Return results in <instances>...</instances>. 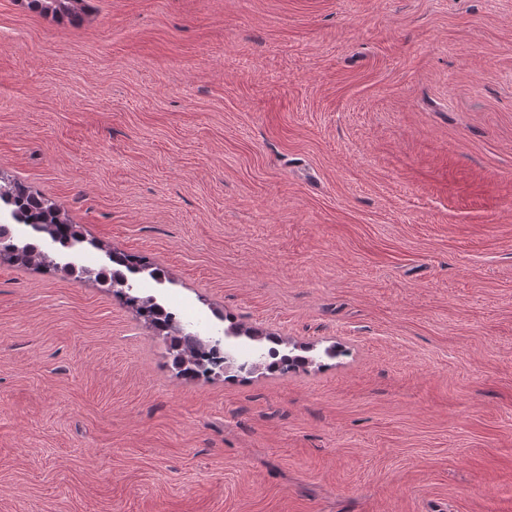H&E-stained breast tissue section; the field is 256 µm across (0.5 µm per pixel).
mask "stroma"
<instances>
[{
	"label": "stroma",
	"mask_w": 512,
	"mask_h": 512,
	"mask_svg": "<svg viewBox=\"0 0 512 512\" xmlns=\"http://www.w3.org/2000/svg\"><path fill=\"white\" fill-rule=\"evenodd\" d=\"M0 173L87 271L0 265V512H512V0H0ZM85 0H30V5L41 14L52 17H73L82 10ZM1 202L9 208L16 224L32 226L38 233L47 234L61 247L68 248L70 246H67V242L70 239L82 237L76 231V226L70 224L65 213H60L56 203L34 195L22 184L15 181L13 184L11 182L7 185L0 184ZM30 230L34 234L31 228ZM109 259L129 274L142 273L150 268L142 257L131 254L110 252ZM125 271L121 268H102L97 272L96 278L107 283L108 288H113L110 290L119 301L133 309L146 323L158 332H165L164 336H170L173 363L182 367L183 373L191 378L204 380L215 374L217 364L210 358L214 352L212 338H203L198 332L187 331L177 317L153 296L132 294L134 285ZM210 364L214 368H210ZM293 352L281 354L280 350L275 347H270L267 350L265 360L267 359H274L270 363H266L265 360L262 359L261 364H265L267 369L274 370V371H280L282 373L288 372L290 369L298 366L299 364L305 362L304 359H302V356L299 355H292Z\"/></svg>",
	"instance_id": "obj_1"
}]
</instances>
